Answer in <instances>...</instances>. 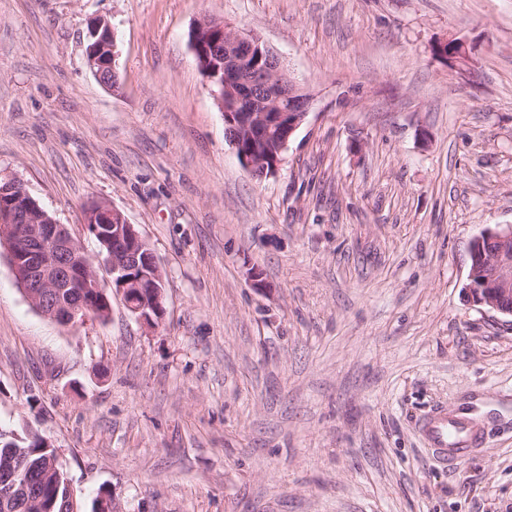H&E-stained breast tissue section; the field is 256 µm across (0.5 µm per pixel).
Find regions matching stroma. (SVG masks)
I'll return each instance as SVG.
<instances>
[{
	"mask_svg": "<svg viewBox=\"0 0 512 512\" xmlns=\"http://www.w3.org/2000/svg\"><path fill=\"white\" fill-rule=\"evenodd\" d=\"M204 17L313 95L263 181L189 47ZM0 179L97 265L108 202L165 272L158 329L117 296L63 325L0 258V429L45 437L85 512L102 487L120 512H512V317L467 297L473 240L512 225V0H0ZM441 402L488 423L447 469L414 426ZM88 44L85 49L86 64L96 78L106 88L115 91L119 84L117 67V51L114 32L110 25L102 19H94L90 22L87 36ZM109 53L102 55L103 52ZM109 67V73L104 74V67ZM112 83L114 87L112 88Z\"/></svg>",
	"mask_w": 512,
	"mask_h": 512,
	"instance_id": "35a3bbf8",
	"label": "stroma"
}]
</instances>
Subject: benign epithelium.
I'll return each instance as SVG.
<instances>
[{
    "label": "benign epithelium",
    "instance_id": "obj_1",
    "mask_svg": "<svg viewBox=\"0 0 512 512\" xmlns=\"http://www.w3.org/2000/svg\"><path fill=\"white\" fill-rule=\"evenodd\" d=\"M85 49L86 64L106 88L119 84L114 32L102 19L90 22ZM188 42L198 69L224 113L234 148L239 138L264 135L274 111L285 134L279 155L268 161L238 151L242 166L262 179L275 174L282 152L305 122L313 95L283 75L279 57L262 41L240 27L207 18L192 27ZM440 56L456 64L465 61L469 49L462 40L437 46ZM86 227L101 246L109 278L99 277L82 245L56 222L14 179L0 181V249L6 251L18 287L32 307L61 324L74 323L78 315L94 312L92 303L105 305L109 296L122 298L128 312L150 329L161 326L165 315L164 273L147 241L124 214L100 200L85 210ZM473 252L480 262L469 272L471 301L512 317V225L487 230L474 239ZM21 449L0 467V501L15 495Z\"/></svg>",
    "mask_w": 512,
    "mask_h": 512
}]
</instances>
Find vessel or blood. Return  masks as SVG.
Segmentation results:
<instances>
[{
	"mask_svg": "<svg viewBox=\"0 0 512 512\" xmlns=\"http://www.w3.org/2000/svg\"><path fill=\"white\" fill-rule=\"evenodd\" d=\"M417 431L440 463L461 461L484 441V424L463 408L439 404L423 415Z\"/></svg>",
	"mask_w": 512,
	"mask_h": 512,
	"instance_id": "vessel-or-blood-1",
	"label": "vessel or blood"
}]
</instances>
